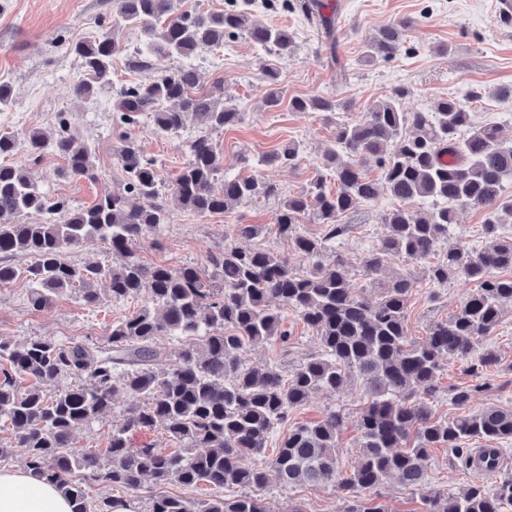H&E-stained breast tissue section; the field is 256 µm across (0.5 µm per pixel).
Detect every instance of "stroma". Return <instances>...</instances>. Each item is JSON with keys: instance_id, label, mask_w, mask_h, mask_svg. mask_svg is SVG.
Segmentation results:
<instances>
[{"instance_id": "stroma-1", "label": "stroma", "mask_w": 512, "mask_h": 512, "mask_svg": "<svg viewBox=\"0 0 512 512\" xmlns=\"http://www.w3.org/2000/svg\"><path fill=\"white\" fill-rule=\"evenodd\" d=\"M327 12L335 18L337 44H330L324 30L301 12L282 9L259 10L258 20L287 29L294 36L288 53L277 54L256 45L238 33L225 40L222 48L204 49L193 60L203 85L224 82V100L243 114L236 126L213 133L224 157V168L237 174L242 170L239 155L254 158L275 152L286 142H299L302 157L292 168L277 164L261 166L264 178L277 185V196L261 198L232 211L196 216L172 210L167 224L157 234L162 248L143 243L139 255L147 264L177 268L202 264L239 224H259L263 233L242 240L245 248L265 247L287 256L299 272L309 267L307 259L293 252L288 241L270 230L274 216L288 196L305 190L325 169V154L335 147L336 125L359 122L369 106L387 98L393 90L404 89L401 107L407 112L429 108L438 98L455 96L466 101L474 125L497 124L505 140L512 141V24L500 21L494 0H325ZM411 17L415 27L408 31L397 54L390 60L366 62V47L384 26L401 17ZM113 34L123 50L112 59V82L85 99L72 94L83 78L82 61L71 49L74 38H98ZM142 39L140 30L113 25L112 0H0V82L12 88L7 107L0 109V133L18 136L38 130L55 136L60 117H67L69 133L88 144L98 170V181L65 175L64 162L46 156L30 164L26 153L9 157V164L28 169L34 183L51 195L64 198L70 206L95 202L104 189L112 187L119 174L114 152L122 131L112 124V88L121 83H148L157 79L166 61L149 68H137L133 56ZM346 67V80L336 78L337 64ZM275 70L283 104L265 106V74ZM321 96L336 100L335 112L301 114L291 111L287 101L294 97ZM200 131L190 122L176 134L158 131L150 123L131 128L130 133L147 155L157 159L164 182H171L189 159L187 143ZM392 205L388 197L362 202L342 218L350 232L339 252L351 267L352 283L366 298L378 296L374 285L362 274L360 259L381 232V218ZM411 273L416 281L408 302L409 335L422 341L428 326L449 318L477 285L449 279L447 286L433 289L419 264L392 261L386 276ZM107 283H99L103 300L84 305L71 295L61 296L46 311H35L26 302V288L15 283L0 287V336L22 343L36 337L57 340L74 338L89 344H105L114 321L137 311L144 303L136 297L122 303L106 298ZM286 325L292 337L288 350L275 344L247 347L249 364H271L288 372L311 351L318 338L296 313H288ZM487 344L499 358L497 367L472 374L467 362L445 361L439 375V392L430 405L436 415L453 418L460 411L451 402L455 388L472 385L474 408L495 405L512 408V303L505 304L499 328ZM363 403L359 381L347 384L339 393H317L295 410L291 422L318 419L331 406L341 408L346 426L340 436L342 463L353 469L360 459L355 420ZM123 403L78 430L73 453L105 447L113 426L121 419ZM426 480L435 489L453 493L468 488L473 473L466 468L461 451L437 446L424 462ZM271 512H336L338 493L330 487L297 486L281 489L269 478L262 491ZM363 500L382 502L388 512H422L423 492L397 483H385L359 490Z\"/></svg>"}]
</instances>
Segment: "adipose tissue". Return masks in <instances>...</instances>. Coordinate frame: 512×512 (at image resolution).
Masks as SVG:
<instances>
[{
  "label": "adipose tissue",
  "instance_id": "obj_1",
  "mask_svg": "<svg viewBox=\"0 0 512 512\" xmlns=\"http://www.w3.org/2000/svg\"><path fill=\"white\" fill-rule=\"evenodd\" d=\"M0 512H71L56 488L21 469L0 470Z\"/></svg>",
  "mask_w": 512,
  "mask_h": 512
}]
</instances>
